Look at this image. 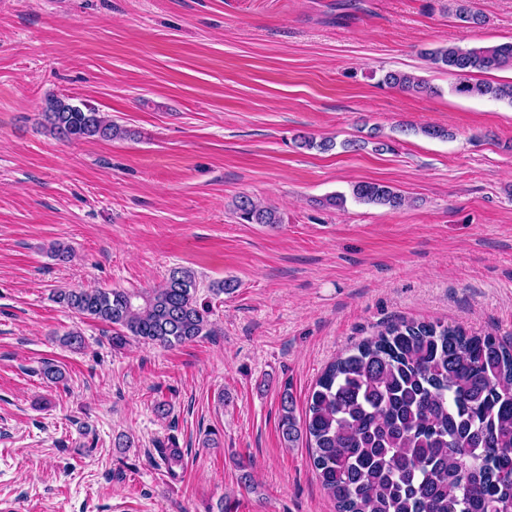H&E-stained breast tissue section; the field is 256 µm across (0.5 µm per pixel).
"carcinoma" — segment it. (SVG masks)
Here are the masks:
<instances>
[{"label": "carcinoma", "mask_w": 512, "mask_h": 512, "mask_svg": "<svg viewBox=\"0 0 512 512\" xmlns=\"http://www.w3.org/2000/svg\"><path fill=\"white\" fill-rule=\"evenodd\" d=\"M445 10L474 26L488 23L471 0ZM424 55L462 80L451 91L512 104V82H471L475 73L512 69V43L441 46ZM381 85L430 89L420 77L387 71ZM43 126L58 139L119 138L125 129L96 108L54 94L44 99ZM352 198L399 209L405 198L376 182L352 185ZM247 224L282 223L277 210L241 196ZM234 290L210 284L198 296L194 271L172 270L157 288L60 289L55 300L112 326V347L133 338L174 347L211 335V300ZM279 428L292 446L305 439L312 465L337 512H512V344L468 335L439 322L402 321L330 363L298 422L291 394L281 396Z\"/></svg>", "instance_id": "carcinoma-1"}]
</instances>
